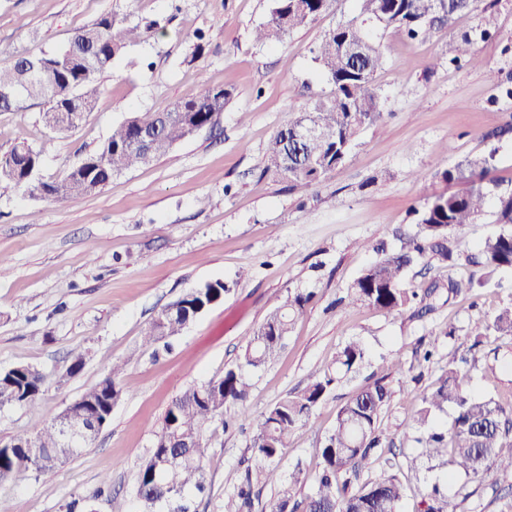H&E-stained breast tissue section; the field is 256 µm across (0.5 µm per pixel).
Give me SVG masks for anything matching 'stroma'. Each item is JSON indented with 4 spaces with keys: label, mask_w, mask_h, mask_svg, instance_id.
I'll list each match as a JSON object with an SVG mask.
<instances>
[{
    "label": "stroma",
    "mask_w": 512,
    "mask_h": 512,
    "mask_svg": "<svg viewBox=\"0 0 512 512\" xmlns=\"http://www.w3.org/2000/svg\"><path fill=\"white\" fill-rule=\"evenodd\" d=\"M487 9L456 16L426 40L372 25L384 53L376 76L383 124L363 130L350 158L324 182L292 193L264 169L268 141L307 111L330 85L313 59L323 33L358 15L357 0H335L316 22L283 42L255 41L271 0H0V65L24 53L63 50L100 15L130 22L167 18L164 36L127 48L98 77L93 112L73 131L53 133L39 103L0 112V158L20 142L44 148L42 174L63 176L97 152L113 126L135 112H161L201 87H225L232 97L213 126L175 145L157 160L128 171L100 193L67 201L0 193V369L24 363L45 377L31 406L0 411V441L50 424L112 362L125 361L129 393L81 455L48 483L30 475L0 480V512H59L66 501L95 491L109 475L111 500L99 512H139L133 496L139 465L153 446L151 427L186 386L222 376L235 365L277 297L295 289L312 301L298 317L282 356L249 374L247 400L231 408L205 450L209 489L192 497V512H228L247 469L255 467L251 440L266 410L298 391L353 339L366 348L356 374L344 378L309 423L297 429L279 463L283 478L301 465L308 493L319 470L315 450L336 423V412L368 382L387 377L392 390L381 415L390 448L416 459L400 465L406 486L401 512H417L428 484H444L454 512H512V473L489 469L481 479L450 476L448 460L417 455L404 433L422 393L449 359L470 376L471 394L512 399V336L474 342V325L512 302V272L449 297L439 289L435 309L389 313L346 300L353 278L377 257L392 231H416L414 212L428 195L446 190L437 170L470 156L494 153L493 182L512 184V134L490 138L512 120V99L498 80L512 78V0H487ZM492 28L475 49L474 68L454 61L455 34ZM204 32L205 52L193 56V35ZM216 280L223 301L172 339L170 348L144 349L146 325L185 293ZM454 336H443L447 326ZM83 370L62 381L57 370L72 353ZM400 356L403 369L389 362ZM390 448H379L361 482L382 478Z\"/></svg>",
    "instance_id": "35a3bbf8"
}]
</instances>
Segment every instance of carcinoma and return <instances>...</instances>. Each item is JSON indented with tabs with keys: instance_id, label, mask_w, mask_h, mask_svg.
I'll use <instances>...</instances> for the list:
<instances>
[{
	"instance_id": "obj_1",
	"label": "carcinoma",
	"mask_w": 512,
	"mask_h": 512,
	"mask_svg": "<svg viewBox=\"0 0 512 512\" xmlns=\"http://www.w3.org/2000/svg\"><path fill=\"white\" fill-rule=\"evenodd\" d=\"M335 0H272L268 20L254 31L259 43L281 42L295 30L315 22ZM357 17L342 19L325 31L314 50V60L332 85L329 93L314 99L309 109L283 125L267 145L265 171L288 182V190L305 192L343 164L351 154L360 130L380 124L383 112L374 85L383 63L380 43L365 28L372 20L395 27L409 37L428 38L449 25L454 17L479 10L483 0H358ZM166 33L160 18H144L134 25L127 17L108 13L80 29L69 46L56 53L20 54L0 66V112H18L27 102L42 105L40 120L54 133L76 129L92 111L99 96L98 75L110 68L124 50ZM474 37L465 31L455 37V59L471 66L481 60L473 50ZM232 96L231 90L205 87L179 100L164 112H142L112 129L102 148L75 165L61 179L40 176L43 150L20 142L0 159V190L17 189L32 198L64 201L103 190L112 178L164 155L192 133L213 124ZM309 119L324 133L322 138L301 141L295 129ZM494 153L465 157L436 172L445 182H460L459 192L431 194L415 211L418 231L399 233L400 245L380 249V256L364 267L348 288L353 303H365L387 312H399L411 303L423 304L436 286L423 292L409 286L407 272L437 261L452 267L460 263L491 273L512 270V187L488 198L485 180L493 166ZM493 203L499 232L486 237L476 252L463 255L452 247L454 235L480 220ZM228 291L214 281L169 304L144 330L142 346L155 348L181 333ZM311 294L296 291L277 299L243 355V364L225 369L224 375L186 388L169 404L154 431L150 455L141 463L135 497L141 512H190L188 493L207 489L204 467L206 434L217 422L229 426L224 412L244 401L249 380L244 368L260 369L273 363L285 347L296 317L310 302ZM512 335V304L484 319L475 336ZM366 350L351 340L320 373L309 376L297 392L278 400L265 412L252 439L260 462L256 477L246 474L237 491L234 512H251L253 483L277 485L279 490L261 502V512H400L404 488L395 474L353 488L361 469L377 448L387 444L380 416L389 404L392 390L386 377L375 379L346 401L336 412L333 431L315 449L320 469L311 491L296 499L301 470L282 483L278 464L286 454L293 431L306 424L326 402L336 384L356 372L365 362ZM84 357L76 355L61 367V380L77 376ZM123 366L114 362L110 374L80 395V406L90 419V431L75 447L60 441L58 422L34 435L19 434L0 443V479L28 473L34 479L51 481L67 460L92 445L96 434L112 418V407L127 392L120 382ZM44 376L31 365L19 364L0 370V410L34 404L44 392ZM451 409L452 419L417 439L418 456L429 460L450 458L454 470L477 477L490 468L512 472V403L476 397L467 389V375L448 362V372L420 399L408 427L424 426L438 413ZM102 479L95 494L62 505L63 512H95V501L105 493ZM419 512H449L448 498L440 486L427 488Z\"/></svg>"
}]
</instances>
